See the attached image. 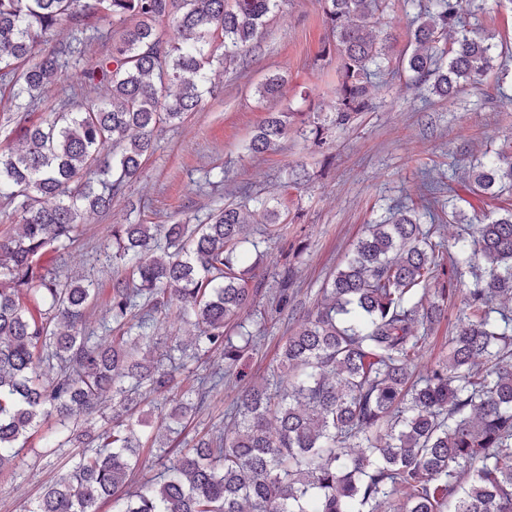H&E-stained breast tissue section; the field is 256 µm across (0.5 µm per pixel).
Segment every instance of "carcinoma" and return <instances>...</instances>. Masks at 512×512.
<instances>
[{"label":"carcinoma","mask_w":512,"mask_h":512,"mask_svg":"<svg viewBox=\"0 0 512 512\" xmlns=\"http://www.w3.org/2000/svg\"><path fill=\"white\" fill-rule=\"evenodd\" d=\"M400 55L415 81L440 97L493 68L477 31L440 47L463 0H430ZM375 0H323L336 56L335 123L367 107L371 76L392 36L376 31ZM279 0H0V85L8 124L62 82L90 39L112 51L84 71L104 99L61 108L21 128V146L0 153V199L20 218L0 236V473L20 449H81L72 472L28 512H512V209L483 224L453 214V243L402 207L368 225L323 288L316 311L281 347L275 388H245L224 434L175 448L170 423L189 420L219 386L214 371L168 400L154 425L142 390L170 391L184 360L217 353L233 367L258 337L230 336L260 293L248 225L229 203L207 224H114L124 272L112 279L105 341L85 327L99 294L91 280L41 264L73 243L88 212L104 213L137 178L164 125L198 111L213 63L250 51ZM93 18L119 28L103 31ZM285 78L260 84L282 94ZM294 113L269 112L248 151L279 147ZM471 190L512 193V145L473 166ZM266 239L281 212L263 205ZM472 281H466V276ZM464 296L448 352L416 373L425 331ZM177 306L193 326L180 357L152 354L155 314ZM137 330L138 335L128 332ZM112 408V424L95 415ZM176 456L136 490L142 451Z\"/></svg>","instance_id":"1"}]
</instances>
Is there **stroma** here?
Returning <instances> with one entry per match:
<instances>
[{
  "instance_id": "stroma-1",
  "label": "stroma",
  "mask_w": 512,
  "mask_h": 512,
  "mask_svg": "<svg viewBox=\"0 0 512 512\" xmlns=\"http://www.w3.org/2000/svg\"><path fill=\"white\" fill-rule=\"evenodd\" d=\"M427 4L385 0L377 21L392 36L394 58L370 83L367 108L339 126L333 109L337 61L320 55L327 35L320 0H282L246 56L227 68L214 66L200 110L157 133L154 153L123 187L117 205L107 213L87 214L78 240L47 255L63 274L94 281L99 297L87 326L98 331L107 319L112 278L121 268L112 256L111 225L205 224L212 212L233 202L249 213V228L256 233L265 223L262 200H276L285 222L283 237L260 246L264 257L255 274L261 295L245 322L259 337L258 349L225 370L223 387L197 411L186 437L218 433L241 391L272 377L286 337L320 303L325 283L367 225L380 221L391 206L418 211L421 223L436 224L438 235L449 241L457 232L449 206L476 224L512 208V194L491 200L471 193L468 182L473 159L512 141V0H466L459 29L491 35L495 61L481 83L465 86L451 99L415 85L396 61L408 47L412 20ZM274 73L287 79L282 95L260 98L257 87ZM103 96V89L85 85L80 68L70 66L28 119L40 121L65 105L96 104ZM284 110L296 117L279 150L246 151L267 113ZM313 112L328 130L321 150L306 136ZM425 176L437 187L439 206L432 215L424 213L416 190ZM287 247L298 255L286 270L280 252ZM286 272L294 305L279 311V281ZM74 454L71 448H26L13 469L0 473V512H28L54 476L71 466Z\"/></svg>"
}]
</instances>
